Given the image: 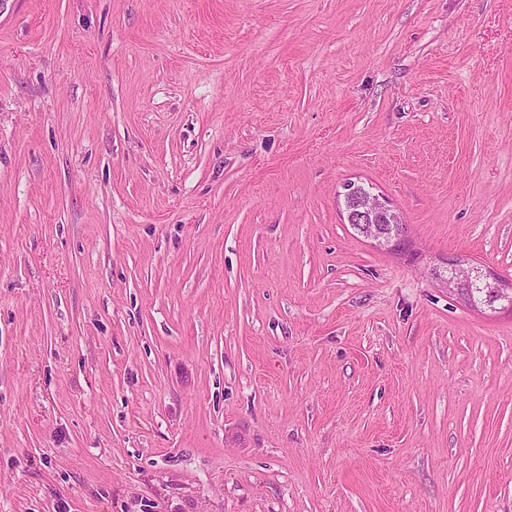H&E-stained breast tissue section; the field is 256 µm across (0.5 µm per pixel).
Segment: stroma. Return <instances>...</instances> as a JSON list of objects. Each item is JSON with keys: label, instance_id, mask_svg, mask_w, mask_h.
Wrapping results in <instances>:
<instances>
[{"label": "stroma", "instance_id": "35a3bbf8", "mask_svg": "<svg viewBox=\"0 0 512 512\" xmlns=\"http://www.w3.org/2000/svg\"><path fill=\"white\" fill-rule=\"evenodd\" d=\"M450 256L512 277V0H6L0 512H512ZM347 187L349 188H346L347 192L344 194V209L347 214L348 223L369 226L373 230L370 236L371 240L376 242V244H388L394 241V246L401 245L404 227L403 224L401 225L398 214L392 209L388 201L371 192L361 194L358 186L350 184ZM352 199L356 200L355 207L349 209L345 203ZM380 223H388L393 226L399 224V231L394 237L390 238L385 235L384 224Z\"/></svg>", "mask_w": 512, "mask_h": 512}]
</instances>
